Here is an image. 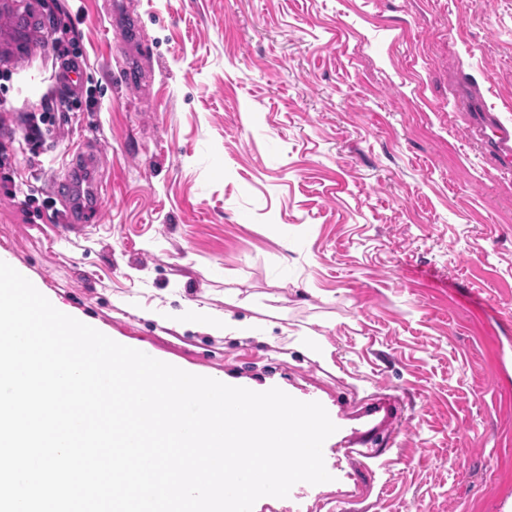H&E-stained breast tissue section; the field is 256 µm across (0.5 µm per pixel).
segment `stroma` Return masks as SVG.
Segmentation results:
<instances>
[{"label":"stroma","mask_w":512,"mask_h":512,"mask_svg":"<svg viewBox=\"0 0 512 512\" xmlns=\"http://www.w3.org/2000/svg\"><path fill=\"white\" fill-rule=\"evenodd\" d=\"M0 8L70 29L90 97L28 139L74 59H0V148L31 198L0 196V260L120 344L336 425L330 481L253 512H512V179L448 106L463 77L512 118V0ZM314 335L335 370L284 348Z\"/></svg>","instance_id":"1"}]
</instances>
